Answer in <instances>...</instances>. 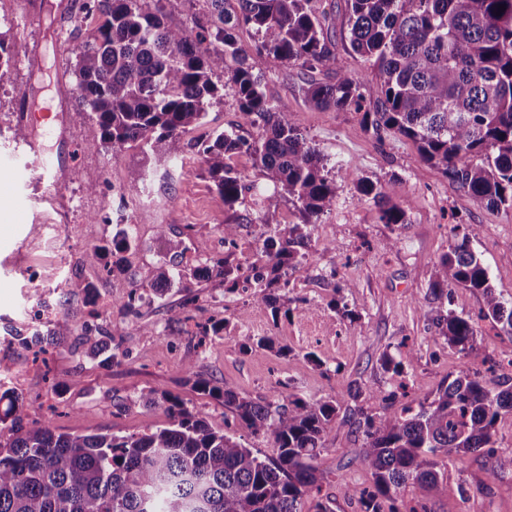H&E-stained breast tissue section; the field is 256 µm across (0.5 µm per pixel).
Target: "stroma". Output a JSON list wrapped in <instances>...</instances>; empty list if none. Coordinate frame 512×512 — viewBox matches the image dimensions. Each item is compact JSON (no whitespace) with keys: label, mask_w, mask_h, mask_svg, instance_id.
Returning <instances> with one entry per match:
<instances>
[{"label":"stroma","mask_w":512,"mask_h":512,"mask_svg":"<svg viewBox=\"0 0 512 512\" xmlns=\"http://www.w3.org/2000/svg\"><path fill=\"white\" fill-rule=\"evenodd\" d=\"M316 8L327 16L341 69L374 77L370 62L339 45L344 0H317ZM98 22L85 0H0V38L20 47L14 82L0 88V359L10 367L0 387L22 397L25 428L48 421L73 435H128L162 424L166 394L205 409L215 425H223V404L193 388L189 367L254 400L276 392L336 398V423L317 460L331 474L323 493L331 512H360L359 493L369 486L371 470L359 454L364 435L354 423L360 406L355 390L392 396L398 408L433 399L456 374L460 359L432 317L436 265L449 250L454 225H479L470 247L496 293L512 302V211L475 202L423 163L413 141L396 136L377 143L358 114L312 105L302 91L309 73L271 59L264 68L267 99L313 140L340 186L335 208L310 228L308 263L278 300L291 315L273 318L270 306L246 293L225 292L214 276L155 291L159 263L189 272L205 258L240 262V253L225 251V223L238 225L245 242L262 225L299 223V213L288 202L271 211L251 202L225 207L198 144L217 129L235 128L250 139L262 133L242 125L229 94L208 108L201 126L175 142L169 160L146 161L139 143L117 151L88 148L95 126L80 109L74 70L81 44ZM20 126L37 139L39 152L16 138ZM365 178L380 181L386 199L405 210V223H378L373 200L357 192ZM121 218L134 226L136 250L110 257L106 268L86 263V249L109 242ZM161 224L183 250L168 251L157 234ZM392 237L399 238L398 247L383 249ZM66 278L75 287L62 295L55 285ZM88 285L95 300L87 298ZM338 297L345 308L332 307ZM483 301L467 288L448 293L450 309L477 319L478 370L493 387L512 378V336L480 318ZM218 318L227 320V331L203 336L204 326ZM63 321L89 326L104 340L117 337L120 356L91 358L73 336L42 350L26 344L34 330ZM253 321L261 322L275 348L241 350ZM145 323L154 332H141ZM402 344L414 348L417 358L400 380L381 368L380 359L397 354ZM280 345L288 355L277 354ZM308 352L318 355L321 366L303 361ZM402 380L407 393L400 396ZM490 464L480 451L456 460L429 498L430 512H512V470L491 480ZM462 481L464 496L458 492Z\"/></svg>","instance_id":"35a3bbf8"}]
</instances>
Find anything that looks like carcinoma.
Masks as SVG:
<instances>
[{"label": "carcinoma", "mask_w": 512, "mask_h": 512, "mask_svg": "<svg viewBox=\"0 0 512 512\" xmlns=\"http://www.w3.org/2000/svg\"><path fill=\"white\" fill-rule=\"evenodd\" d=\"M153 2L154 8L145 0H96L103 21L77 56V90L97 126L95 148L140 142L163 158L177 137L202 124L211 101L226 89L243 121L263 129L252 141L233 130L213 133L200 149L207 173L225 205H242L250 186L228 160L252 156L273 184L255 203L276 209L287 199L302 223L260 234L256 255L264 273L256 278L240 264L206 268L224 280L225 292L251 288L253 300L271 306L278 318L276 292L306 262V228L334 206L339 190L312 141L270 106L261 80L270 58L333 73L332 83L308 84L310 103L361 115L378 142L412 140L424 163L475 201L512 210V0H345L348 47L372 62L374 82L342 71L313 0H235L233 11L226 9L230 0H207L216 20H196L191 29L167 25L162 0ZM242 24L255 35L249 51L235 36ZM17 53L0 38V87L13 81L10 59ZM220 76L225 82L219 86L214 78ZM357 191L362 199L382 196L380 181L370 178ZM378 221L404 224L405 210L384 206ZM479 228L470 224L461 233L452 227L456 241L441 256L430 288L437 303L433 321L462 360L459 371L416 408L358 409L355 424L366 438L360 454L371 469L361 512H401L403 488L412 486L424 499L445 479L450 462L479 450L492 459L487 478L512 469V452L495 448L501 414L512 412V380L497 389L484 384L475 368L473 321L448 308V289L480 290L481 316L512 335V303L495 294L470 249ZM134 244L127 224L85 258L107 269L109 255ZM189 275L164 263L154 271V284L184 288ZM69 335L65 321L34 339L59 344ZM413 361L410 351L387 355L382 368L400 375ZM193 387L224 399L234 420L272 440L273 454H254L177 395L163 396L164 427L74 436L56 432L49 421L24 429V404L6 390L0 423L10 427L8 436L0 432V512H302L306 499L315 501L316 512H329L319 498L329 473L316 460L336 422V400L287 402L275 394L255 401L199 377Z\"/></svg>", "instance_id": "cac0c4a2"}]
</instances>
